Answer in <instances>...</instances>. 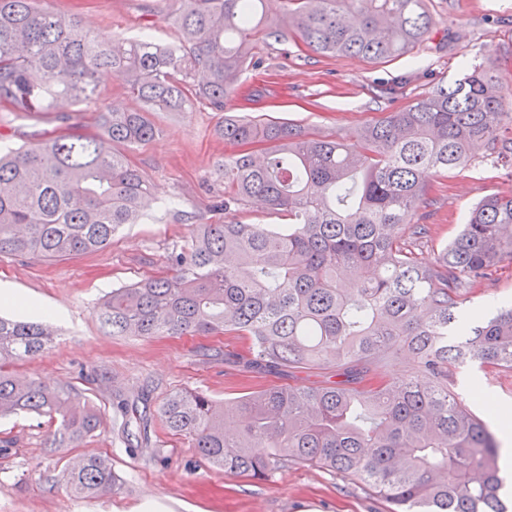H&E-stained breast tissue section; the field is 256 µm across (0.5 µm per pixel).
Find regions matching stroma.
<instances>
[{
	"instance_id": "stroma-1",
	"label": "stroma",
	"mask_w": 512,
	"mask_h": 512,
	"mask_svg": "<svg viewBox=\"0 0 512 512\" xmlns=\"http://www.w3.org/2000/svg\"><path fill=\"white\" fill-rule=\"evenodd\" d=\"M43 8L91 15L120 37L150 30L160 43L174 40L165 0H41ZM436 21L430 39L389 62L332 57L311 50L259 46L260 66L248 68L227 110L290 119L321 135L350 137L355 128L410 104L434 83L452 81L459 64L479 58L493 68L505 102L512 103V0H426ZM224 114L200 106L183 114L156 112L160 135L128 155L152 185L156 204L141 223L117 233L96 252L44 261L0 256V279L19 295L63 312L52 319L60 339L16 372L47 384L66 382L103 411L95 436L75 448L50 451L46 419L19 414L0 419V512H24L27 500L42 512H83L85 503L58 480L64 465L82 454L102 453L120 479L117 491L96 500L94 512H385L381 500L331 472L294 467L264 480L210 468L189 439L171 433L158 409L178 391H199L224 402L264 385L287 383L284 374H257L229 360L241 340L233 336H115L95 306L112 289L168 274L169 253L181 247L191 225L212 217L224 196L218 166L234 151L216 128ZM92 107L78 104L67 118L54 112L29 116L0 105V146L71 126L92 130ZM490 193H512V170L476 163L436 185L427 210L433 240L424 256L456 233L469 209ZM454 389L480 418L487 406L512 407V372L478 371L466 363L454 372ZM144 421L148 447L131 450L122 434L119 404Z\"/></svg>"
}]
</instances>
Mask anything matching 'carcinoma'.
I'll return each mask as SVG.
<instances>
[{"label":"carcinoma","instance_id":"1","mask_svg":"<svg viewBox=\"0 0 512 512\" xmlns=\"http://www.w3.org/2000/svg\"><path fill=\"white\" fill-rule=\"evenodd\" d=\"M178 30L163 45L145 33L117 39L81 13L37 0H0V100L13 112L97 104L102 78L120 79L143 103L97 108L93 134L60 131L0 152V255L47 260L107 246L153 204L149 182L120 148L160 134L152 112H222L261 35L288 33L333 57L390 61L430 38L426 0H167ZM512 111L489 68L472 62L408 106L354 130L358 146L287 119L226 116L218 133L228 215L249 202L286 224H193L171 253L172 274L115 288L98 306L114 336H236L249 371L336 369L338 380L269 385L231 403L192 391L165 398L167 428L228 474L262 479L294 466L348 478L387 512H507L496 434L451 390L462 361L512 370V305L469 312L472 290L512 265V195L489 194L426 260L432 181L464 172L473 149L512 167ZM46 320L0 317V417H44L51 447L94 436L99 410L72 386L21 378L12 364L52 344ZM401 350L415 371L388 374ZM60 479L72 496L117 486L111 459L84 455Z\"/></svg>","mask_w":512,"mask_h":512}]
</instances>
